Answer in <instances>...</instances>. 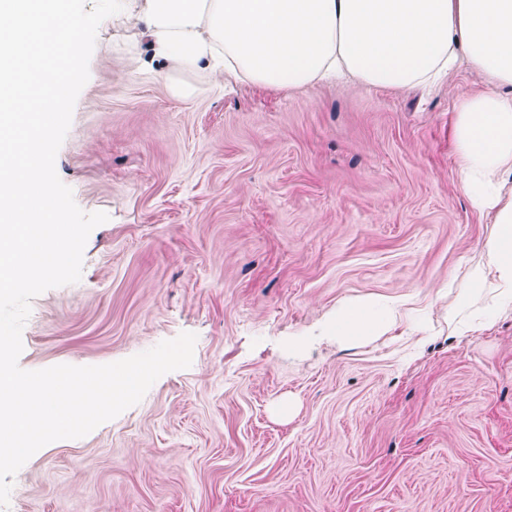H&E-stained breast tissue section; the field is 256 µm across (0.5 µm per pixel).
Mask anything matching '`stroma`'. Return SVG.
Masks as SVG:
<instances>
[{
  "label": "stroma",
  "mask_w": 512,
  "mask_h": 512,
  "mask_svg": "<svg viewBox=\"0 0 512 512\" xmlns=\"http://www.w3.org/2000/svg\"><path fill=\"white\" fill-rule=\"evenodd\" d=\"M147 57L101 23L55 168L109 219L80 281L32 300L18 364L105 365L183 332L193 362L37 451L0 512H512V314L448 322L492 229L453 143L480 78L296 93ZM366 301L395 321L329 331Z\"/></svg>",
  "instance_id": "stroma-1"
}]
</instances>
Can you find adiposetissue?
Returning a JSON list of instances; mask_svg holds the SVG:
<instances>
[{"mask_svg": "<svg viewBox=\"0 0 512 512\" xmlns=\"http://www.w3.org/2000/svg\"><path fill=\"white\" fill-rule=\"evenodd\" d=\"M133 17L167 70L264 89L349 78L403 90L469 67L484 88L460 96L454 145L461 188L493 227L456 314L487 291L512 311V0H138Z\"/></svg>", "mask_w": 512, "mask_h": 512, "instance_id": "obj_1", "label": "adipose tissue"}]
</instances>
